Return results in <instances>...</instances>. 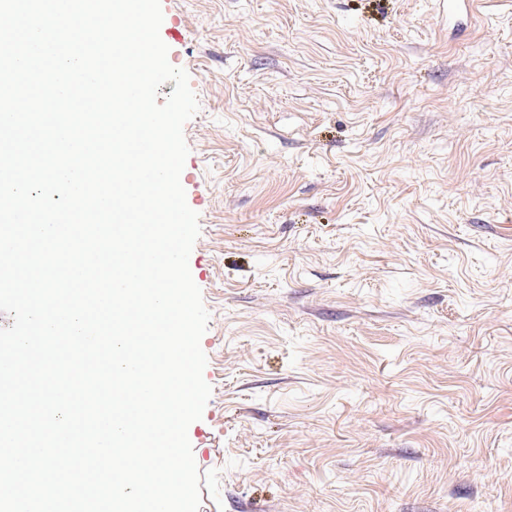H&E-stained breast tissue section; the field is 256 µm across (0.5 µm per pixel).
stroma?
Returning a JSON list of instances; mask_svg holds the SVG:
<instances>
[{"instance_id": "obj_1", "label": "stroma", "mask_w": 512, "mask_h": 512, "mask_svg": "<svg viewBox=\"0 0 512 512\" xmlns=\"http://www.w3.org/2000/svg\"><path fill=\"white\" fill-rule=\"evenodd\" d=\"M161 7L199 102V512H512V11Z\"/></svg>"}]
</instances>
